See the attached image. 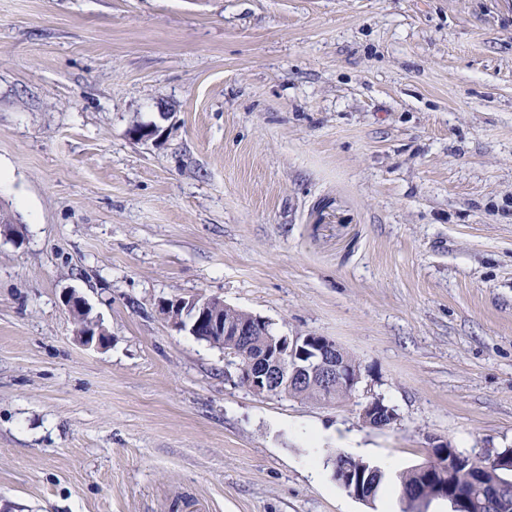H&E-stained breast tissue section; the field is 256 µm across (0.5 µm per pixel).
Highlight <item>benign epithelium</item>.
Instances as JSON below:
<instances>
[{"label": "benign epithelium", "mask_w": 512, "mask_h": 512, "mask_svg": "<svg viewBox=\"0 0 512 512\" xmlns=\"http://www.w3.org/2000/svg\"><path fill=\"white\" fill-rule=\"evenodd\" d=\"M63 304L73 320L75 336L86 347L102 348L109 342L108 333L99 319L91 316L86 300L75 292L64 297ZM164 319L176 328H183L187 315L195 317V326L201 330L208 328L214 336H230V346L246 336L255 335L262 326V319L249 315L240 320L224 321L214 312L224 308V301L218 297L178 298L163 303ZM262 352L255 357L248 353L237 363L238 377L246 378L256 395L272 394L284 387L302 385L309 380L318 381L322 387L335 390L344 388L350 395L361 382L360 367L351 366L344 349L335 341L316 334L296 333L292 336H267L260 344ZM363 421L376 427H386L397 420L395 412L382 398L371 397L362 407ZM472 480L489 488V496H498L497 486L487 482V472L491 467H499L500 459L494 457L470 456L467 459Z\"/></svg>", "instance_id": "benign-epithelium-1"}]
</instances>
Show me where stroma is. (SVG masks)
Segmentation results:
<instances>
[{
  "mask_svg": "<svg viewBox=\"0 0 512 512\" xmlns=\"http://www.w3.org/2000/svg\"><path fill=\"white\" fill-rule=\"evenodd\" d=\"M0 211V512H378L349 438L512 449V0H0ZM195 295L356 392L241 387L158 312ZM63 304L72 318L75 336L86 347L103 348L109 342L108 333L102 327L100 318L91 317L90 306L75 292L64 297ZM74 315L79 318L75 319ZM84 318V321L81 319ZM360 416L363 421L372 422L374 427H386L397 420L395 412L378 396L371 397L365 403L361 409ZM330 461L332 462L336 482L350 495L354 491L353 477L354 475L357 477L359 474L364 485H369V488L372 487L373 495L371 499L377 495L385 478V474L380 468L342 452L336 453L330 458Z\"/></svg>",
  "mask_w": 512,
  "mask_h": 512,
  "instance_id": "obj_1",
  "label": "stroma"
}]
</instances>
